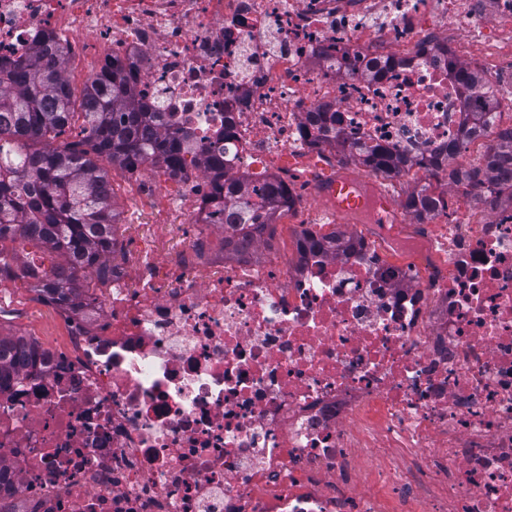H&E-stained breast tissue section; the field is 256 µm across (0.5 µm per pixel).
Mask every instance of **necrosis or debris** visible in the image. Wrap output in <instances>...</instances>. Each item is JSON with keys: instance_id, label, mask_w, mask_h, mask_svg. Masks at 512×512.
Instances as JSON below:
<instances>
[{"instance_id": "1", "label": "necrosis or debris", "mask_w": 512, "mask_h": 512, "mask_svg": "<svg viewBox=\"0 0 512 512\" xmlns=\"http://www.w3.org/2000/svg\"><path fill=\"white\" fill-rule=\"evenodd\" d=\"M487 18L512 36V0H0L1 58L77 40L86 80L125 69L193 144L185 249L115 253L51 302L61 348L0 381V512H512V208L368 224L340 256L299 230L260 265L265 227L212 223L201 170L220 135L248 174L339 140L420 183L455 144L469 166L500 88L453 64ZM226 232L239 253L203 255Z\"/></svg>"}]
</instances>
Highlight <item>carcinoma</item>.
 I'll use <instances>...</instances> for the list:
<instances>
[{
  "instance_id": "1",
  "label": "carcinoma",
  "mask_w": 512,
  "mask_h": 512,
  "mask_svg": "<svg viewBox=\"0 0 512 512\" xmlns=\"http://www.w3.org/2000/svg\"><path fill=\"white\" fill-rule=\"evenodd\" d=\"M68 47L43 44L31 57L0 60V243L15 238L36 241L60 252L64 263L36 285L39 294L74 305L83 290L81 278L110 273L112 170L134 172L144 163L183 178L182 150L189 134L167 130L161 113L144 112L129 80L118 71L85 84L80 99L64 74ZM81 116L80 139L56 144ZM487 161L467 168L448 167V184L478 188L512 165V127L500 130ZM337 150L383 177H393L405 161L386 149L344 141ZM209 176L224 187V223H275L286 198L283 188L266 180L253 188L228 177L232 163L212 145L204 158ZM261 199L253 201V196ZM436 194L424 186L408 197L410 215L421 224L430 216ZM23 267L0 248V279ZM22 338L0 335V379L20 364Z\"/></svg>"
}]
</instances>
